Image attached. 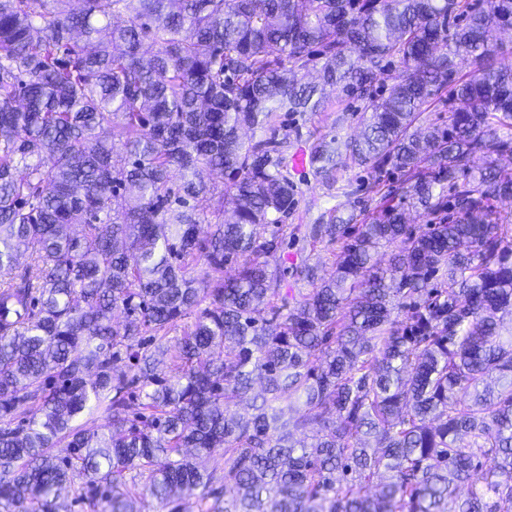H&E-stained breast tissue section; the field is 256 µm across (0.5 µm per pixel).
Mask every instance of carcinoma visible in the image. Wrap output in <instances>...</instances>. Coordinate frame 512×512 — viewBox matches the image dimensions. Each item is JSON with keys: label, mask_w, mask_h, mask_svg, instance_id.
Instances as JSON below:
<instances>
[{"label": "carcinoma", "mask_w": 512, "mask_h": 512, "mask_svg": "<svg viewBox=\"0 0 512 512\" xmlns=\"http://www.w3.org/2000/svg\"><path fill=\"white\" fill-rule=\"evenodd\" d=\"M506 28L512 0H0V512H58L75 478L101 512H139L131 486L200 512H512ZM329 88L369 116L314 137L309 171L345 195L343 158L387 166L403 203L308 225L343 241L325 278L288 261L276 137ZM436 101L448 125L414 128Z\"/></svg>", "instance_id": "cac0c4a2"}]
</instances>
